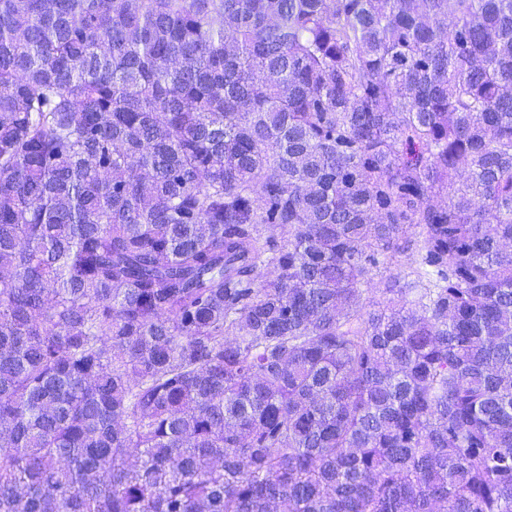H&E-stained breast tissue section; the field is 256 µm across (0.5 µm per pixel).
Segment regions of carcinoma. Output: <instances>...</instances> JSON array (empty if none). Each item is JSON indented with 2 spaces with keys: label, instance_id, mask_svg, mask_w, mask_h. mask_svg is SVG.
I'll return each mask as SVG.
<instances>
[{
  "label": "carcinoma",
  "instance_id": "obj_1",
  "mask_svg": "<svg viewBox=\"0 0 512 512\" xmlns=\"http://www.w3.org/2000/svg\"><path fill=\"white\" fill-rule=\"evenodd\" d=\"M0 512H512V0H0Z\"/></svg>",
  "mask_w": 512,
  "mask_h": 512
}]
</instances>
